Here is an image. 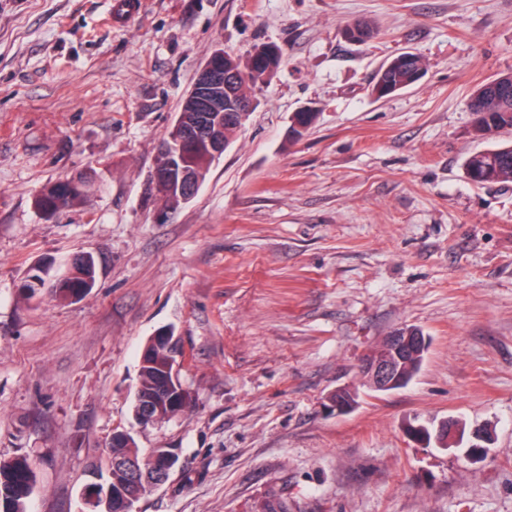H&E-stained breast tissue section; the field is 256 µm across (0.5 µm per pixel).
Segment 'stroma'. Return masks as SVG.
Masks as SVG:
<instances>
[{"label": "stroma", "instance_id": "obj_1", "mask_svg": "<svg viewBox=\"0 0 512 512\" xmlns=\"http://www.w3.org/2000/svg\"><path fill=\"white\" fill-rule=\"evenodd\" d=\"M0 0V458L27 456L29 512H78L113 433L178 463L138 512H512V183L479 185L467 103L512 73V0ZM374 30L347 40L346 25ZM283 57L197 194L152 179L215 52ZM423 76L372 96L378 69ZM317 119L298 139L293 114ZM85 177L55 215L36 200ZM91 254L77 301L20 288ZM430 339L387 394L361 384L391 332ZM172 330L183 414L138 426L151 337ZM357 405L336 413L337 390ZM488 432L484 458L422 447L444 419Z\"/></svg>", "mask_w": 512, "mask_h": 512}]
</instances>
